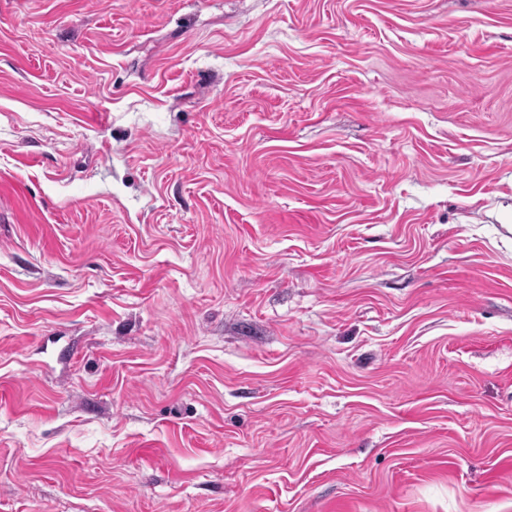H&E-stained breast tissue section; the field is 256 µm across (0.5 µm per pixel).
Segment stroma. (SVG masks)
<instances>
[{
    "instance_id": "obj_1",
    "label": "stroma",
    "mask_w": 512,
    "mask_h": 512,
    "mask_svg": "<svg viewBox=\"0 0 512 512\" xmlns=\"http://www.w3.org/2000/svg\"><path fill=\"white\" fill-rule=\"evenodd\" d=\"M0 512H512V0H0Z\"/></svg>"
}]
</instances>
